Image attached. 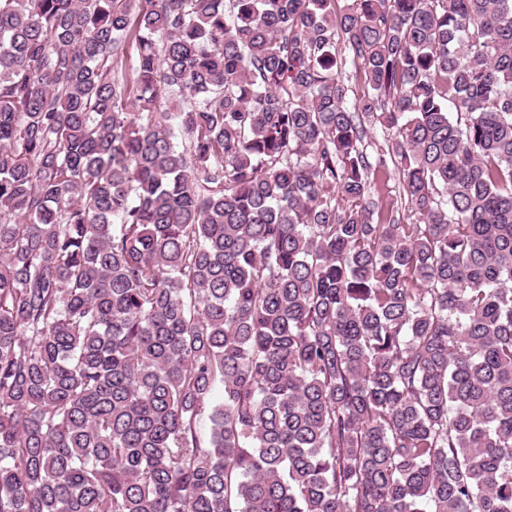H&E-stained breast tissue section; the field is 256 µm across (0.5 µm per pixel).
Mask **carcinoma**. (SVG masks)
<instances>
[{
	"instance_id": "cac0c4a2",
	"label": "carcinoma",
	"mask_w": 512,
	"mask_h": 512,
	"mask_svg": "<svg viewBox=\"0 0 512 512\" xmlns=\"http://www.w3.org/2000/svg\"><path fill=\"white\" fill-rule=\"evenodd\" d=\"M346 2L0 0V512H512V0Z\"/></svg>"
}]
</instances>
